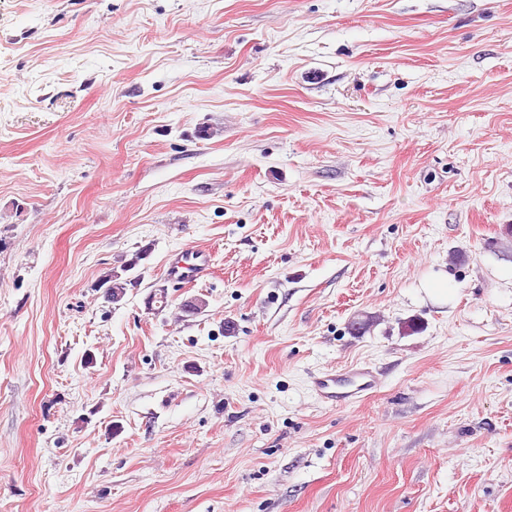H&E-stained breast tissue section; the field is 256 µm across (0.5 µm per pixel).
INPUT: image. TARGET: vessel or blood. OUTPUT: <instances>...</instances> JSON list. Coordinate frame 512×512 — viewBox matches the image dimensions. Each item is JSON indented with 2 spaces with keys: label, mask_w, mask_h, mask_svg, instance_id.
<instances>
[{
  "label": "vessel or blood",
  "mask_w": 512,
  "mask_h": 512,
  "mask_svg": "<svg viewBox=\"0 0 512 512\" xmlns=\"http://www.w3.org/2000/svg\"><path fill=\"white\" fill-rule=\"evenodd\" d=\"M210 271V261L204 251L196 248L183 250L180 260L167 268L169 280L181 283L204 278ZM379 377L375 369L359 365L345 372L325 371L312 376L311 390L315 397L328 405L353 404L362 401L377 387Z\"/></svg>",
  "instance_id": "b4317fda"
}]
</instances>
